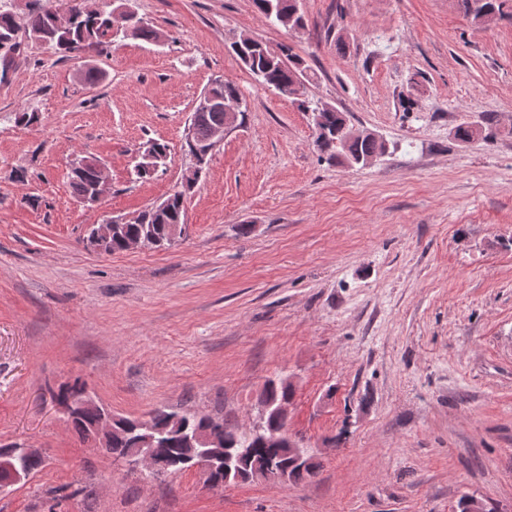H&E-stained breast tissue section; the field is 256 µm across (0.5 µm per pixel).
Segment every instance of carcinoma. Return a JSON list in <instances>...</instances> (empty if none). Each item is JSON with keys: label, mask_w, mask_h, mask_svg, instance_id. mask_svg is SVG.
Masks as SVG:
<instances>
[{"label": "carcinoma", "mask_w": 512, "mask_h": 512, "mask_svg": "<svg viewBox=\"0 0 512 512\" xmlns=\"http://www.w3.org/2000/svg\"><path fill=\"white\" fill-rule=\"evenodd\" d=\"M8 0H0V34L6 32H24L30 38L47 44L63 57H69L83 50L99 52L122 38L112 26V2L98 0L95 9H87V0H35V6L26 14H18L7 5ZM257 12L266 20H280L281 15L293 19V24L304 26V14L300 9V0H253ZM458 8L476 25H486L485 17L491 13L500 14L502 0H457ZM66 11L70 21L60 28L56 23V14ZM131 36L148 43L159 38V31L150 23L136 17L131 22ZM230 48L250 72L264 85L278 94L292 99L304 112H315L319 121L314 123L315 146L330 162L355 167L376 154L384 151L379 140L364 136H350V125L346 115L336 108L318 104L309 99L304 84L305 69L301 67V58L292 53L288 45L280 51L270 50L262 41L248 35H241L230 42ZM210 92L216 101L212 104L200 100L194 107L190 121L195 127L198 142L210 139L214 130L224 122V101L241 102L240 112L247 111L242 104L239 88L221 78L212 81ZM98 175L91 168L75 169L71 172L70 187L78 200L91 194ZM187 192H174L168 196V203L162 209L152 206L141 211L130 224H124L119 232L112 236L105 252L115 253L127 249L128 243L140 238L143 247L157 249L172 246L169 239V227L173 224L185 225V203ZM85 392L79 382L62 386L54 400L58 404L76 400ZM292 397V390L282 382L269 380L265 384L258 400V407H267L261 429L250 428L242 431L238 426L224 420L204 414L180 413L165 408L148 413V418L134 422L120 419L116 423L109 447L112 453L125 456L139 447L142 428L148 426L156 430L153 451L157 458L183 460L173 469L180 473L191 469L195 456L188 448L185 436L197 431L216 434L223 448L233 452L232 472L218 476L229 480L238 477L246 480L259 476L265 464L276 460L288 467L287 481L298 483L313 476L314 469L289 466L291 460L288 441H275L273 436L284 427L283 421L273 412V404L283 398ZM103 408L91 405L82 408L72 419V425L85 439L94 436V429L102 418Z\"/></svg>", "instance_id": "cac0c4a2"}]
</instances>
